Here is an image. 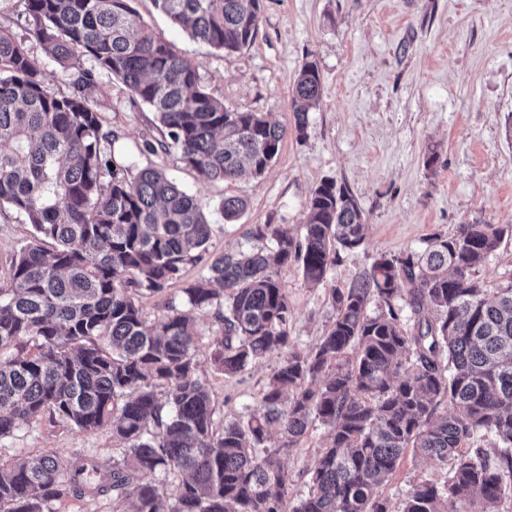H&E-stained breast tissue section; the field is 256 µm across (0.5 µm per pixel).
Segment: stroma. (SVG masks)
I'll use <instances>...</instances> for the list:
<instances>
[{"label":"stroma","instance_id":"35a3bbf8","mask_svg":"<svg viewBox=\"0 0 512 512\" xmlns=\"http://www.w3.org/2000/svg\"><path fill=\"white\" fill-rule=\"evenodd\" d=\"M138 18L199 66L200 82L225 106L257 112L282 130L271 168L259 178L205 182L176 153L143 154L160 135L153 115L118 79L100 75L96 100L111 149L133 170L152 165L193 195L214 225L209 251L250 249L258 224L288 225L302 236L307 203L326 179L356 200L367 224L357 249L340 252L324 286L305 282L298 264L280 267L291 310L292 346L312 350L332 324L331 291L344 289L380 254L421 250L430 236L453 235L461 224L512 225V0H263L257 34L226 54L171 26L152 0H132ZM317 62L321 97L309 114L307 138H297L291 95L305 62ZM434 166H427L429 154ZM247 202L232 223L218 201ZM32 227L0 208V280H8L16 250ZM199 370L208 381L216 423L245 420L280 360L271 353L246 370H214L209 346L220 334L213 312L195 314ZM328 430L313 423L283 460L292 482L289 504L306 491V470ZM51 450L82 454L107 468L122 449L110 429L81 432L42 418L0 439V456ZM446 466L407 452L383 493L399 506L416 480L445 481Z\"/></svg>","mask_w":512,"mask_h":512}]
</instances>
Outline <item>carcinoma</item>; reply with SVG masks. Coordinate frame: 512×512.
Instances as JSON below:
<instances>
[{
	"label": "carcinoma",
	"instance_id": "1",
	"mask_svg": "<svg viewBox=\"0 0 512 512\" xmlns=\"http://www.w3.org/2000/svg\"><path fill=\"white\" fill-rule=\"evenodd\" d=\"M153 2L226 53L253 41L262 9V0ZM25 22L69 90L49 87L24 41L0 29V207L33 228L0 281V438L46 416L86 432L109 426L124 449L106 469L51 451L0 459V512L100 497L160 512L168 492L171 512H287L281 456L315 421L328 442L292 512H499L512 494V280L490 291L476 274L512 227L461 224L420 252L380 254L349 288L332 289L335 320L314 350H297L278 268L296 261L308 284H323L339 251L365 240L352 195L322 181L299 239L283 224L257 225L272 256L207 254L212 224L195 199L164 169L132 176L106 150L113 134L92 97L97 75L120 79L153 112L163 140L141 151L173 149L207 182L262 176L279 127L207 93L198 65L142 26L130 0H26ZM320 92L307 61L291 104L300 139ZM245 207L228 197L218 211L233 221ZM201 261L186 302L166 303L147 324L139 296L163 294ZM203 309L221 324L209 347L216 371L283 353L249 418L219 430L197 373L193 312ZM272 428L281 444L266 448ZM486 437L489 448L477 442ZM410 449L451 464L450 476L416 481L393 511L381 488ZM157 470L174 475L171 488L143 481Z\"/></svg>",
	"mask_w": 512,
	"mask_h": 512
}]
</instances>
